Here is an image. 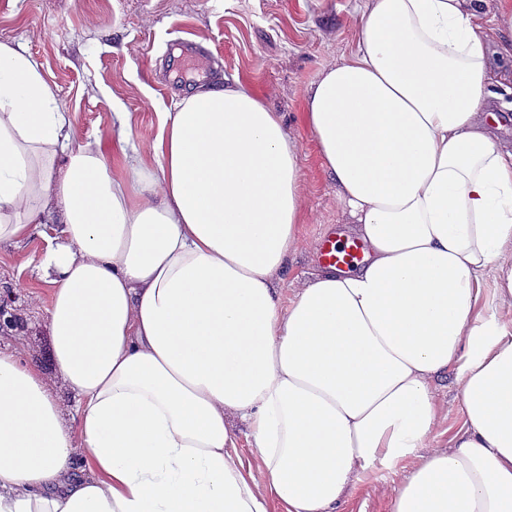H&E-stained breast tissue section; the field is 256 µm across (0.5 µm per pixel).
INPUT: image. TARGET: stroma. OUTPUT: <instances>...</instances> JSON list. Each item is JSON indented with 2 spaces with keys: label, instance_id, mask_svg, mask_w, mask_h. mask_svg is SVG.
<instances>
[{
  "label": "stroma",
  "instance_id": "1",
  "mask_svg": "<svg viewBox=\"0 0 512 512\" xmlns=\"http://www.w3.org/2000/svg\"><path fill=\"white\" fill-rule=\"evenodd\" d=\"M486 36L494 81L490 97L504 116L502 147L512 146V0H485ZM360 0H0V39L20 43L68 112L75 143L113 139L112 115H132L130 139L151 145L159 114L197 88L196 73L209 81L240 84L283 117L300 151V189L305 199L300 244L291 276L320 268L319 243L328 229H348L336 204V183L325 171L315 139L303 124L306 96L328 68L347 60L360 32ZM189 39L202 57L185 63L175 51ZM46 242L33 237L18 248L0 249V286L15 297L20 329L0 333V347H24L70 399L50 357L44 304L50 289L30 275L29 260ZM439 425L433 448L449 446L462 422L456 384L440 387ZM237 455L243 473L266 496L268 512H286L270 495L265 465L246 437ZM395 485L372 476L358 484L341 512H391Z\"/></svg>",
  "mask_w": 512,
  "mask_h": 512
}]
</instances>
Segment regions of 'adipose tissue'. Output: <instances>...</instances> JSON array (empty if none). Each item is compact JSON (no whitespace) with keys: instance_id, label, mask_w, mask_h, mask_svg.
<instances>
[{"instance_id":"obj_1","label":"adipose tissue","mask_w":512,"mask_h":512,"mask_svg":"<svg viewBox=\"0 0 512 512\" xmlns=\"http://www.w3.org/2000/svg\"><path fill=\"white\" fill-rule=\"evenodd\" d=\"M363 2L304 122L367 254L292 288L298 147L264 100L197 87L148 167L127 112L74 145L39 63L0 41V244L48 236L32 272L74 394L0 349V512H268L238 421L287 512H339L370 473L392 512H512V152L484 0ZM448 374L464 422L434 452ZM234 425L237 429L242 431V433L239 434L237 443V456L242 463L245 477L253 484L258 493L265 496L269 512H286V505L273 496L267 488L264 462L255 448H249L248 441L244 434L246 430L239 421L235 422Z\"/></svg>"}]
</instances>
